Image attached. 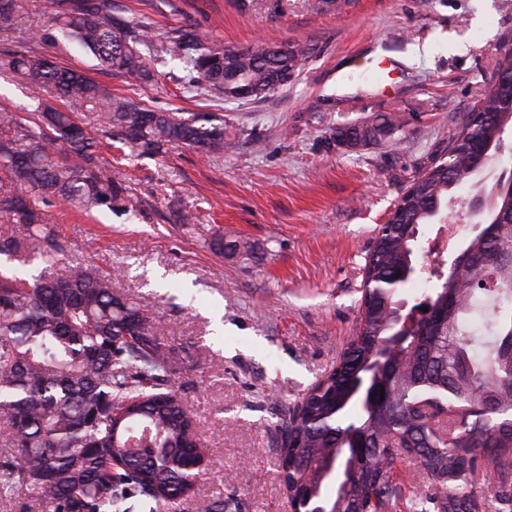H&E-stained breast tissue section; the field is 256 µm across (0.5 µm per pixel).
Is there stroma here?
<instances>
[{
    "label": "stroma",
    "mask_w": 512,
    "mask_h": 512,
    "mask_svg": "<svg viewBox=\"0 0 512 512\" xmlns=\"http://www.w3.org/2000/svg\"><path fill=\"white\" fill-rule=\"evenodd\" d=\"M161 35L193 24L223 47L299 43L288 85L227 100L190 85L160 45L143 49L151 84L129 86L76 43L0 38L87 72L134 102L209 112L235 149L162 157L103 148L138 199L136 214L48 209L69 243L64 265L93 264L181 358L176 382L201 428L204 487L178 512H293L281 484V428L339 357L359 318L365 258L413 177L446 155L460 114L489 88L512 0H112ZM37 92L0 70V109L33 113ZM389 117L393 135L357 146L336 132ZM223 239L225 251L214 249ZM387 512L427 491L397 460Z\"/></svg>",
    "instance_id": "stroma-1"
}]
</instances>
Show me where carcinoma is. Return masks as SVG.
<instances>
[{"instance_id":"1","label":"carcinoma","mask_w":512,"mask_h":512,"mask_svg":"<svg viewBox=\"0 0 512 512\" xmlns=\"http://www.w3.org/2000/svg\"><path fill=\"white\" fill-rule=\"evenodd\" d=\"M25 0H0V37L17 32ZM56 29L104 69L141 86L151 68L130 44L133 18L112 19V0H64ZM164 51L193 73V86L226 100H253L284 86L304 56L300 47H220L190 25L167 38ZM42 92L34 117L0 110V216L22 224V236L0 235V256L46 264L32 278L0 274V422L18 463L0 464V495L23 483L50 512H163L200 491L190 468L198 423L173 377L179 369L159 330L92 266L49 269L67 252L46 227L45 208H133L123 180L105 166L93 135L102 125L119 143L156 156L186 145L220 157L231 143L208 112L179 116L112 94L86 72L33 52L0 56ZM500 78L474 102L478 116L460 120L450 156L411 180L402 205L379 228L363 268L361 317L349 346L289 413L292 447L279 460L291 499L321 512H385L395 493L397 459L413 461L433 493L420 512H473L485 506L479 473L494 471L493 495L512 506V202L502 200L484 227L466 239L455 270H426L431 292L427 332L389 355L358 419L345 423L357 389L396 325L399 288L416 274L418 227L431 224L452 190L478 188L475 158L492 162L512 125V51L494 66ZM384 118L338 131L364 142L389 135ZM359 433L362 448L344 437ZM337 477L334 500L324 483Z\"/></svg>"}]
</instances>
